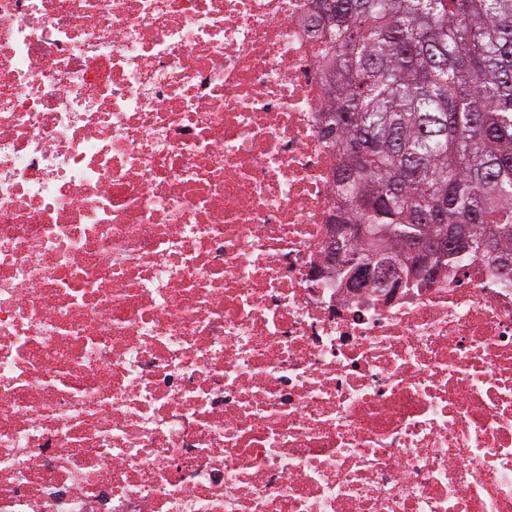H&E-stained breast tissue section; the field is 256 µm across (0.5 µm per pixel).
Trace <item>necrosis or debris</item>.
<instances>
[{
	"label": "necrosis or debris",
	"mask_w": 512,
	"mask_h": 512,
	"mask_svg": "<svg viewBox=\"0 0 512 512\" xmlns=\"http://www.w3.org/2000/svg\"><path fill=\"white\" fill-rule=\"evenodd\" d=\"M309 0H0V512H512V283L346 287Z\"/></svg>",
	"instance_id": "4bbe7bcc"
}]
</instances>
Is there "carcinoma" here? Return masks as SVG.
Segmentation results:
<instances>
[{"instance_id": "carcinoma-1", "label": "carcinoma", "mask_w": 512, "mask_h": 512, "mask_svg": "<svg viewBox=\"0 0 512 512\" xmlns=\"http://www.w3.org/2000/svg\"><path fill=\"white\" fill-rule=\"evenodd\" d=\"M323 136L358 226L353 258L389 250L420 271L481 251L512 271V0H311Z\"/></svg>"}]
</instances>
